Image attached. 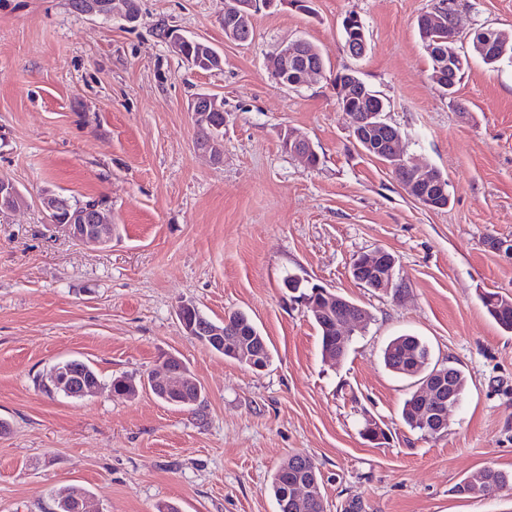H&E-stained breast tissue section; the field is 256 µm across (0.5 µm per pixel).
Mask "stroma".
I'll use <instances>...</instances> for the list:
<instances>
[{
  "label": "stroma",
  "mask_w": 512,
  "mask_h": 512,
  "mask_svg": "<svg viewBox=\"0 0 512 512\" xmlns=\"http://www.w3.org/2000/svg\"><path fill=\"white\" fill-rule=\"evenodd\" d=\"M136 3L128 23L71 0H0V179L26 199L0 213V512H52L65 485L100 512H278L271 476L296 452L316 460L327 512L354 496L365 512H512V496L454 491L480 468L512 470V333L480 300L512 297V64L470 55L443 94L416 25L439 0L262 8L242 44L224 38L227 0ZM458 4V46L483 26L512 32V0ZM352 12L367 40L359 58L341 26ZM168 28L209 42L223 68L188 66L163 39ZM295 38L318 46L326 68L293 90L268 59ZM347 68L387 102L404 153L443 174L446 208L409 197L356 143L333 82ZM200 92L224 103L218 165L196 148L188 103ZM290 129L313 143L317 166L284 148ZM47 193L102 204L111 242H78L50 223ZM379 248L397 260L403 299L350 276L355 257ZM290 275L370 313L340 363L323 362ZM184 301L217 323L246 313L270 365L191 339L176 315ZM403 333L467 377L440 439L402 422L412 387L382 350ZM171 356L200 383L203 416L144 387L113 393V377L146 376ZM66 359L98 372L93 396L42 390ZM369 418L388 443L362 438Z\"/></svg>",
  "instance_id": "1"
}]
</instances>
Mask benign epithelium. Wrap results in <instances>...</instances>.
I'll use <instances>...</instances> for the list:
<instances>
[{
    "label": "benign epithelium",
    "mask_w": 512,
    "mask_h": 512,
    "mask_svg": "<svg viewBox=\"0 0 512 512\" xmlns=\"http://www.w3.org/2000/svg\"><path fill=\"white\" fill-rule=\"evenodd\" d=\"M267 7L274 5L272 0H232L224 10V36L234 42H244L250 32L249 21L258 10L259 4ZM80 8L88 14L112 15L126 21L136 16L134 0H81ZM452 19L453 26H458L457 10L451 8V15L443 11H433L424 16L423 26L426 28H441L446 25V19ZM453 50L443 48L434 52L435 71L431 79L436 83L444 82V71L451 58ZM297 68L300 73L298 85L308 84L314 77L323 74L325 66L320 59V52L310 43L301 40H286L282 42L274 55L272 63V76L283 84H288V75ZM340 89L338 106L344 112L351 113L353 124L358 128L359 134L369 153L384 160V163L394 174L401 176L402 185L411 197L420 203L434 208H445L444 201L448 199L446 180L433 167H421L410 158L405 157L400 144L401 132L384 123L381 108L370 107L362 114H354L353 103L359 102L369 96L364 83L358 76L350 71L344 73L336 80ZM189 110L193 112L195 124L204 133V138L197 144L199 150L209 155L215 163L222 157L221 135L218 131L222 126L218 124L217 113L223 112L216 96L208 95L207 102L199 105L191 101ZM285 148L288 152L297 155L305 161H310L316 155L312 142L290 131L284 136ZM44 210L53 215V223L63 228L73 239L82 242H92L106 245L112 240V221L99 222L97 212L103 211L100 204L91 202L83 207L72 210L68 200L55 195H47L41 201ZM350 273L352 278L360 285H367L377 292H389L393 288H403L405 283L396 276V259L385 249L379 248L365 257L353 260ZM316 297L303 298L304 306L316 317L332 314V310L343 305L341 298L325 290L314 291ZM367 320L366 311L362 310L343 318L336 319V341H342L348 336L350 329L363 325ZM230 322L215 323L202 317L186 323L185 332L189 336H212L214 343H219V337L224 336V343L231 344L228 336L232 335ZM445 372L434 370L419 387L416 397L419 400L421 421L431 425L433 433L444 436L442 426L435 423V419L443 417L452 408L457 406L453 391L443 392L440 384ZM72 373L67 370L58 372V384L66 388L72 395L85 398L95 394L97 388L77 384L71 379ZM195 380L180 367L171 362H165L161 368L151 373L147 385L163 396L169 393L192 394ZM62 512H96L89 495L74 489L68 498L61 503Z\"/></svg>",
    "instance_id": "1"
}]
</instances>
